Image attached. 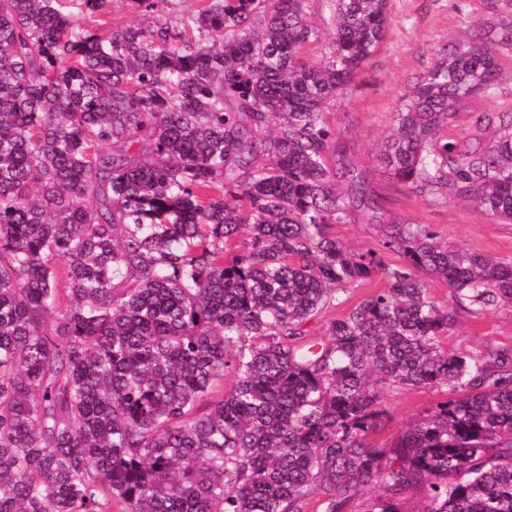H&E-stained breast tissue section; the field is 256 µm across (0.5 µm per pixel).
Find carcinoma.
Returning a JSON list of instances; mask_svg holds the SVG:
<instances>
[{"instance_id":"carcinoma-1","label":"carcinoma","mask_w":512,"mask_h":512,"mask_svg":"<svg viewBox=\"0 0 512 512\" xmlns=\"http://www.w3.org/2000/svg\"><path fill=\"white\" fill-rule=\"evenodd\" d=\"M109 2L0 0V512H346L369 485L363 512H512V349L446 345L459 312L512 307V259L407 220L360 253L331 232L384 209L325 108L388 0H332L319 62L307 0L175 21L133 0L155 20L87 25ZM487 2L400 94L378 162L409 197L511 224L512 108L469 105L512 84V0ZM434 387L373 442L385 391ZM382 287L383 281L380 278H376L363 285L348 289L347 294L344 296L347 297L346 302L336 306L335 308L327 309L324 313H322L319 319L308 325V328L311 329V336H309L310 341L313 343L322 342L325 333V322L327 320L334 317L338 318L341 315L347 313L356 304L371 296L377 288Z\"/></svg>"}]
</instances>
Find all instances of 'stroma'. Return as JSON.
I'll use <instances>...</instances> for the list:
<instances>
[{"label": "stroma", "instance_id": "1", "mask_svg": "<svg viewBox=\"0 0 512 512\" xmlns=\"http://www.w3.org/2000/svg\"><path fill=\"white\" fill-rule=\"evenodd\" d=\"M486 12L484 0H389L391 22L384 40L360 76L359 89L327 107L325 119L335 130L338 144L359 172L385 198L379 223L354 214L349 223L334 225L337 239L351 251L362 252L381 239L387 226L410 219L427 224L441 241L482 254L512 256V224H500L474 204L452 199L440 208L400 193L376 161L393 128L396 98L448 42L468 36L469 21ZM487 342L512 348V308L505 306L480 317L460 313L448 333L447 344L468 353ZM438 388H396L386 392L391 415L374 436L377 443L393 439L425 409L442 400Z\"/></svg>", "mask_w": 512, "mask_h": 512}]
</instances>
